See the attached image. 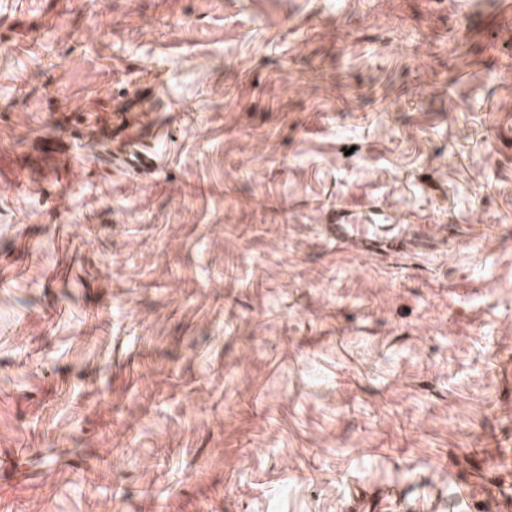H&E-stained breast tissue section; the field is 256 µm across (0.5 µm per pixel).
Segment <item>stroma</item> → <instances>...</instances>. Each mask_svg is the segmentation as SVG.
Here are the masks:
<instances>
[{"mask_svg": "<svg viewBox=\"0 0 512 512\" xmlns=\"http://www.w3.org/2000/svg\"><path fill=\"white\" fill-rule=\"evenodd\" d=\"M498 443L512 0H0V512H507ZM143 145L148 144H145L141 138H128L121 141L119 147L113 149V153L126 156L127 163L132 167L144 166L152 163L155 158L141 153L145 151Z\"/></svg>", "mask_w": 512, "mask_h": 512, "instance_id": "1", "label": "stroma"}]
</instances>
